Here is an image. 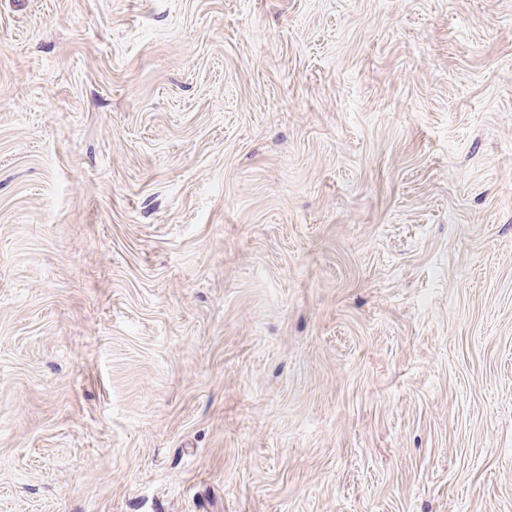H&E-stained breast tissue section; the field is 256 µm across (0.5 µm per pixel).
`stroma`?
Returning <instances> with one entry per match:
<instances>
[{"mask_svg":"<svg viewBox=\"0 0 512 512\" xmlns=\"http://www.w3.org/2000/svg\"><path fill=\"white\" fill-rule=\"evenodd\" d=\"M0 512H512V0H0Z\"/></svg>","mask_w":512,"mask_h":512,"instance_id":"obj_1","label":"stroma"}]
</instances>
